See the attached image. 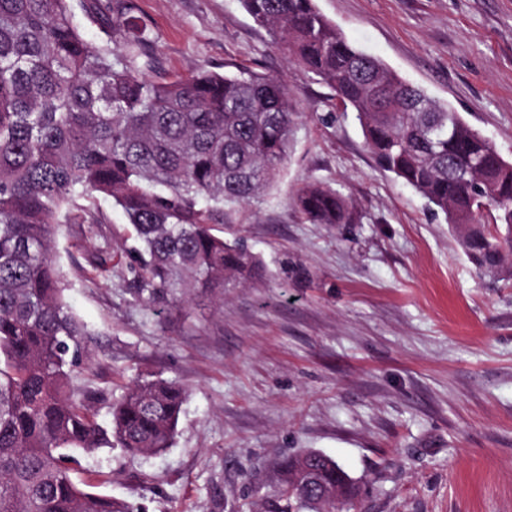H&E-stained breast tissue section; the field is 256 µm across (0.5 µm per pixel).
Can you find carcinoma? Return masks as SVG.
Wrapping results in <instances>:
<instances>
[{
    "label": "carcinoma",
    "mask_w": 512,
    "mask_h": 512,
    "mask_svg": "<svg viewBox=\"0 0 512 512\" xmlns=\"http://www.w3.org/2000/svg\"><path fill=\"white\" fill-rule=\"evenodd\" d=\"M253 22L356 113L377 163L444 214L467 258L512 279V162L448 104L363 53L315 0H240ZM112 45L88 42L68 0H0V512H134L80 485L72 453L171 446L186 398L162 378L137 382L96 418L74 384L86 336L67 304L52 232L84 223L77 200L112 199L133 227L129 287L149 303L258 275L243 245L211 233L224 207L273 186L294 112L279 79L241 69L157 82L135 0L112 16L87 0ZM313 224H346L350 206L312 183L295 198ZM346 472L306 452L285 462L265 512H324Z\"/></svg>",
    "instance_id": "cac0c4a2"
}]
</instances>
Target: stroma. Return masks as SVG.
<instances>
[{
  "mask_svg": "<svg viewBox=\"0 0 512 512\" xmlns=\"http://www.w3.org/2000/svg\"><path fill=\"white\" fill-rule=\"evenodd\" d=\"M156 80L244 68L295 112L277 182L224 210L258 278L150 304L124 278L130 226L56 228L66 300L85 324L76 384L107 401L137 380L187 389L171 447L82 456L78 479L136 512H240L289 458H334L356 488L334 512H512V279L479 273L443 215L380 170L353 113L257 27L240 0H137ZM350 42L448 103L512 161V0H316ZM346 224H312L307 183ZM302 214L313 224H346L350 206L334 189L312 183L302 187L295 198Z\"/></svg>",
  "mask_w": 512,
  "mask_h": 512,
  "instance_id": "35a3bbf8",
  "label": "stroma"
}]
</instances>
